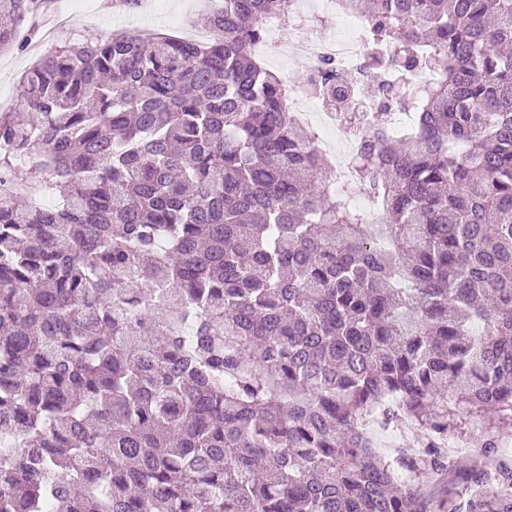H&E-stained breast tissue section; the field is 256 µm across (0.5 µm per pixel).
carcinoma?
<instances>
[{"instance_id":"1","label":"carcinoma","mask_w":512,"mask_h":512,"mask_svg":"<svg viewBox=\"0 0 512 512\" xmlns=\"http://www.w3.org/2000/svg\"><path fill=\"white\" fill-rule=\"evenodd\" d=\"M222 2L206 44L57 49L0 114V512H512V0H345L396 56L305 82L366 102L337 194L251 50L290 0ZM50 5L0 0V53ZM460 412L477 460L421 496Z\"/></svg>"}]
</instances>
